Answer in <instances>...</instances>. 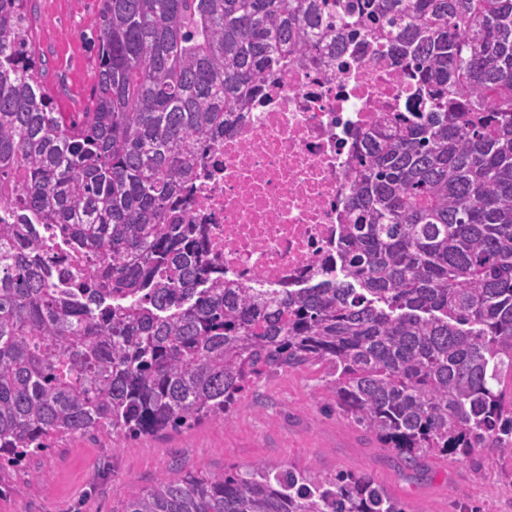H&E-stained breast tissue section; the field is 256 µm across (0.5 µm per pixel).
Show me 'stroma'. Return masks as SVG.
I'll use <instances>...</instances> for the list:
<instances>
[{
	"label": "stroma",
	"mask_w": 512,
	"mask_h": 512,
	"mask_svg": "<svg viewBox=\"0 0 512 512\" xmlns=\"http://www.w3.org/2000/svg\"><path fill=\"white\" fill-rule=\"evenodd\" d=\"M100 0H32L41 65L58 111H80L97 61L92 21ZM321 369L266 374L238 405L230 424L147 433L109 446L78 434L0 471V512H112L113 503L158 478L221 473L257 462L323 472L355 471L381 483L408 512H512V464L490 452L475 462L434 456L421 470L400 465L393 449L360 427L321 411ZM485 475L475 478L473 464Z\"/></svg>",
	"instance_id": "obj_1"
}]
</instances>
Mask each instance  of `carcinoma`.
I'll return each instance as SVG.
<instances>
[{"label": "carcinoma", "instance_id": "1", "mask_svg": "<svg viewBox=\"0 0 512 512\" xmlns=\"http://www.w3.org/2000/svg\"><path fill=\"white\" fill-rule=\"evenodd\" d=\"M30 0H0V199L92 265L32 259L0 222V463L76 434L229 423L267 371L319 366L324 403L398 452L512 460V0H369L409 20L421 109L365 133L343 264L307 288H230L181 219L224 115L319 0H103L82 112H58ZM112 512H406L372 477L255 463L160 478Z\"/></svg>", "mask_w": 512, "mask_h": 512}]
</instances>
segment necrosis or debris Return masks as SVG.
I'll list each match as a JSON object with an SVG mask.
<instances>
[{
    "mask_svg": "<svg viewBox=\"0 0 512 512\" xmlns=\"http://www.w3.org/2000/svg\"><path fill=\"white\" fill-rule=\"evenodd\" d=\"M363 3L325 0L310 49L226 116L187 187L182 217L233 285L305 288L338 266L359 133L418 107L391 34L353 36Z\"/></svg>",
    "mask_w": 512,
    "mask_h": 512,
    "instance_id": "obj_1",
    "label": "necrosis or debris"
}]
</instances>
